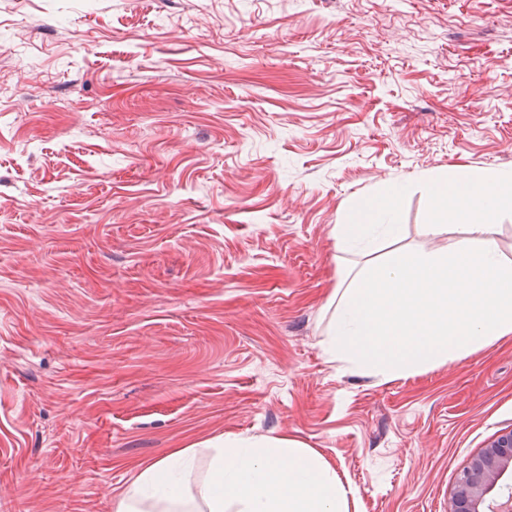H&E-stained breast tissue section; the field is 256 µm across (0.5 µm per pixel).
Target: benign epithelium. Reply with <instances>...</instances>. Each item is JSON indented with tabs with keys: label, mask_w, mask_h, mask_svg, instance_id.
Segmentation results:
<instances>
[{
	"label": "benign epithelium",
	"mask_w": 512,
	"mask_h": 512,
	"mask_svg": "<svg viewBox=\"0 0 512 512\" xmlns=\"http://www.w3.org/2000/svg\"><path fill=\"white\" fill-rule=\"evenodd\" d=\"M512 428L496 435L461 468L447 512H512Z\"/></svg>",
	"instance_id": "1"
}]
</instances>
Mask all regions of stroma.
I'll return each mask as SVG.
<instances>
[{
    "mask_svg": "<svg viewBox=\"0 0 512 512\" xmlns=\"http://www.w3.org/2000/svg\"><path fill=\"white\" fill-rule=\"evenodd\" d=\"M512 173V0H0V512H114L227 436L359 512H445L512 427V337L389 382L331 360L352 203Z\"/></svg>",
    "mask_w": 512,
    "mask_h": 512,
    "instance_id": "1",
    "label": "stroma"
}]
</instances>
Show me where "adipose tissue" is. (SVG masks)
Masks as SVG:
<instances>
[{
	"instance_id": "ef3b65f1",
	"label": "adipose tissue",
	"mask_w": 512,
	"mask_h": 512,
	"mask_svg": "<svg viewBox=\"0 0 512 512\" xmlns=\"http://www.w3.org/2000/svg\"><path fill=\"white\" fill-rule=\"evenodd\" d=\"M403 193V186L391 185L356 201L349 223L336 227L338 248H370L377 226L399 236L394 212ZM191 461L181 448L145 466L134 495L118 498L115 512H350L353 491L320 452L293 438L224 437L198 498L183 479Z\"/></svg>"
}]
</instances>
